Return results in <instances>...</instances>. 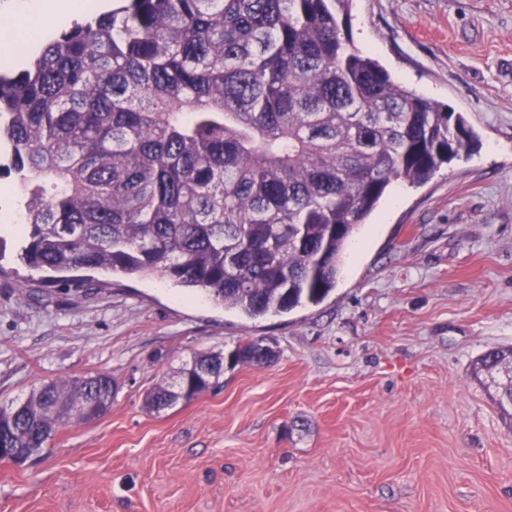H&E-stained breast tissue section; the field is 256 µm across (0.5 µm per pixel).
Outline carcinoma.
<instances>
[{"instance_id": "1", "label": "carcinoma", "mask_w": 512, "mask_h": 512, "mask_svg": "<svg viewBox=\"0 0 512 512\" xmlns=\"http://www.w3.org/2000/svg\"><path fill=\"white\" fill-rule=\"evenodd\" d=\"M350 0H126L0 73V175L17 257L51 283L155 274L250 318L320 303L355 228L395 182L419 185L479 139L342 32ZM511 347L473 375L512 414ZM200 353L146 396L213 387ZM112 405V376L51 381L0 407V446L41 451Z\"/></svg>"}]
</instances>
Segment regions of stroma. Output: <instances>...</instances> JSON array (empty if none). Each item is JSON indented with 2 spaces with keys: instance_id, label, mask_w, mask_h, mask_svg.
Listing matches in <instances>:
<instances>
[{
  "instance_id": "1",
  "label": "stroma",
  "mask_w": 512,
  "mask_h": 512,
  "mask_svg": "<svg viewBox=\"0 0 512 512\" xmlns=\"http://www.w3.org/2000/svg\"><path fill=\"white\" fill-rule=\"evenodd\" d=\"M354 45L480 145L388 189L320 303L255 319L157 274L47 283L0 260V407L111 375L112 406L0 463V512H512V419L472 375L512 346V0H351ZM260 365L152 411L198 353Z\"/></svg>"
}]
</instances>
